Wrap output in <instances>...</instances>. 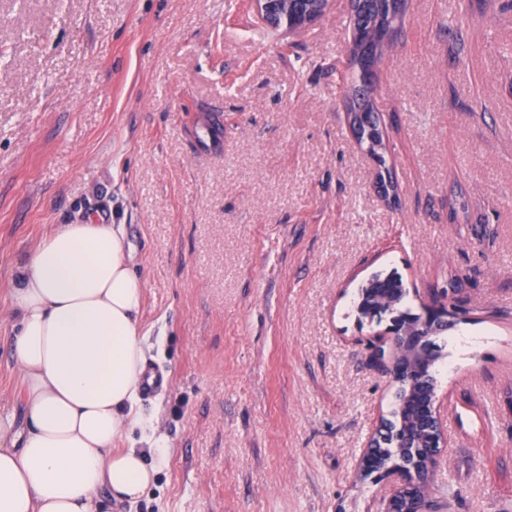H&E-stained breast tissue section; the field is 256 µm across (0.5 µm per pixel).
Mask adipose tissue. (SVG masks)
<instances>
[{
	"label": "adipose tissue",
	"mask_w": 512,
	"mask_h": 512,
	"mask_svg": "<svg viewBox=\"0 0 512 512\" xmlns=\"http://www.w3.org/2000/svg\"><path fill=\"white\" fill-rule=\"evenodd\" d=\"M12 294L23 426L0 423V512H112L138 503L157 469L114 448L137 425L146 284L122 225L55 224Z\"/></svg>",
	"instance_id": "obj_1"
}]
</instances>
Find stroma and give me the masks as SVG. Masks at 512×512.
<instances>
[{
	"label": "stroma",
	"instance_id": "stroma-1",
	"mask_svg": "<svg viewBox=\"0 0 512 512\" xmlns=\"http://www.w3.org/2000/svg\"><path fill=\"white\" fill-rule=\"evenodd\" d=\"M350 2L293 32L251 0H0V416L37 240L124 225L167 385L138 405L155 485L112 512H382L379 271L416 312L460 283L426 512H512V0H406L371 96L391 196L346 118ZM377 296H388L390 298V302L386 304L393 307L391 315L395 319L409 320L412 323L422 319L421 314L412 313L411 309L403 310L407 292L401 278L396 276L395 273H390L384 277L382 274H375L365 285L361 286L357 305L358 312L362 315L366 306L373 303L378 304Z\"/></svg>",
	"mask_w": 512,
	"mask_h": 512
}]
</instances>
